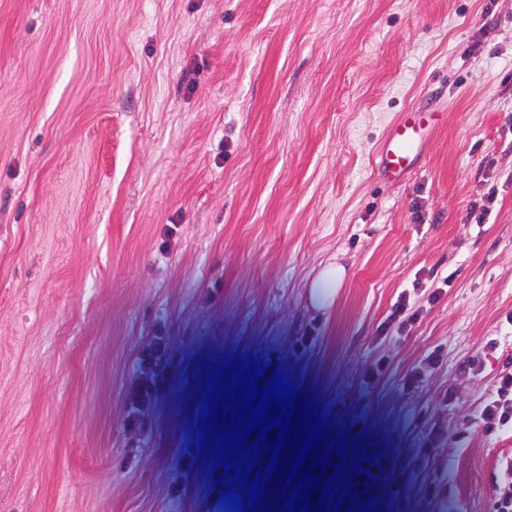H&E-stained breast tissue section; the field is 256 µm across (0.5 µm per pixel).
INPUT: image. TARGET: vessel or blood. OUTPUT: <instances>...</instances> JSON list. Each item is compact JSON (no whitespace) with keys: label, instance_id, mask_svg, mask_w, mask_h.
<instances>
[{"label":"vessel or blood","instance_id":"1","mask_svg":"<svg viewBox=\"0 0 512 512\" xmlns=\"http://www.w3.org/2000/svg\"><path fill=\"white\" fill-rule=\"evenodd\" d=\"M441 125L434 107H410L388 126L377 152L376 172L387 182H403Z\"/></svg>","mask_w":512,"mask_h":512}]
</instances>
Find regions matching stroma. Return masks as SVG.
I'll list each match as a JSON object with an SVG mask.
<instances>
[{
    "instance_id": "obj_1",
    "label": "stroma",
    "mask_w": 512,
    "mask_h": 512,
    "mask_svg": "<svg viewBox=\"0 0 512 512\" xmlns=\"http://www.w3.org/2000/svg\"><path fill=\"white\" fill-rule=\"evenodd\" d=\"M413 104L442 125L389 186L374 155ZM159 338L169 385L136 415ZM234 354L370 432L387 512H492L512 0H0V512H223L189 387ZM345 276V270L342 266L330 264L320 273L318 279L311 288L312 302L317 306H326L332 301L338 288ZM410 306V295L407 296L406 293L402 294L398 301L394 304L393 309L388 316V322L397 324V330L401 333L405 332L408 327H411L412 324L417 320L419 310L411 311L412 307Z\"/></svg>"
}]
</instances>
